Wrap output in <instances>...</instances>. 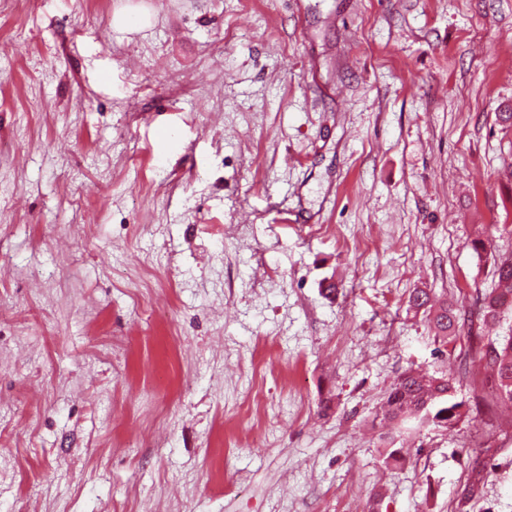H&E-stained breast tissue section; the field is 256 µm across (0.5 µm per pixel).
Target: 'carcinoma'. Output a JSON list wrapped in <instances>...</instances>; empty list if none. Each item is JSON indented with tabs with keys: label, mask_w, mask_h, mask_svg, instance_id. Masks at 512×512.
<instances>
[{
	"label": "carcinoma",
	"mask_w": 512,
	"mask_h": 512,
	"mask_svg": "<svg viewBox=\"0 0 512 512\" xmlns=\"http://www.w3.org/2000/svg\"><path fill=\"white\" fill-rule=\"evenodd\" d=\"M494 288L477 292L475 305L481 321H495L501 311L512 308V254L495 259ZM408 305L428 310L435 338L448 346V339L461 328L460 310L453 304L437 303L427 292L416 291ZM466 355L490 370L483 400L487 405L512 406V333L486 341L482 336H468ZM380 423L402 427L413 421L419 427L430 423L453 427L466 417L464 402L453 399V386L444 377L425 376L411 370L403 372L392 385L378 414Z\"/></svg>",
	"instance_id": "cac0c4a2"
}]
</instances>
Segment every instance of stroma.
Here are the masks:
<instances>
[{"mask_svg": "<svg viewBox=\"0 0 512 512\" xmlns=\"http://www.w3.org/2000/svg\"><path fill=\"white\" fill-rule=\"evenodd\" d=\"M510 107L512 0H0V512H512V410L377 419L480 393L407 300L512 252ZM450 380L425 376L408 370L392 385L380 414V423L403 427L413 421L417 427L430 423L454 427L466 417L463 401H454Z\"/></svg>", "mask_w": 512, "mask_h": 512, "instance_id": "1", "label": "stroma"}]
</instances>
